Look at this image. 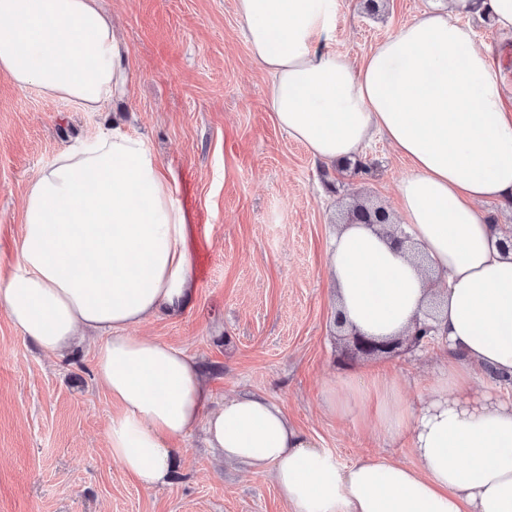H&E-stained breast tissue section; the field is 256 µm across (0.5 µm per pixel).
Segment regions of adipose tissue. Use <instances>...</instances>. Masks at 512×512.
<instances>
[{
  "label": "adipose tissue",
  "instance_id": "adipose-tissue-1",
  "mask_svg": "<svg viewBox=\"0 0 512 512\" xmlns=\"http://www.w3.org/2000/svg\"><path fill=\"white\" fill-rule=\"evenodd\" d=\"M339 0H236L251 58L266 72L278 125L313 159L357 161L384 138L408 163L401 229L426 257L370 224L337 226L327 250L336 307L372 336L402 333L443 284L436 322L448 352L434 401L416 413L384 371L345 372L335 413L410 435L418 463L362 458L342 468L262 394L213 403L192 356L133 334L176 315L195 292L175 173L121 128L60 152L29 182L16 262L0 277L14 326L57 354L94 335L95 379L113 415V458L145 488L168 485L176 444L196 426L225 461L270 475L291 512H512V403L459 409L481 375L512 380V254L485 206L512 204V113L492 48L459 13L512 39V0H448L377 43L361 63L336 51ZM129 48L101 0H0V71L81 112L128 90Z\"/></svg>",
  "mask_w": 512,
  "mask_h": 512
}]
</instances>
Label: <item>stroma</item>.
<instances>
[{
  "mask_svg": "<svg viewBox=\"0 0 512 512\" xmlns=\"http://www.w3.org/2000/svg\"><path fill=\"white\" fill-rule=\"evenodd\" d=\"M103 2L130 49L125 100L78 112L0 71V273L16 260L31 178L76 139L121 124L150 140L192 197L191 223L206 228L190 249L207 257V279L183 312L136 334L186 350L216 401L270 397L339 466L365 455L414 463L408 438L369 432L331 413L323 396L341 374L329 236L355 204L397 213L406 161L376 140L358 168L315 163L273 117L235 0ZM365 3L339 0L334 46L355 60L432 0H377L372 13ZM93 350L86 338L46 353L0 308V512H288L270 476L224 461L199 431L177 443L169 485H138L107 448L113 409ZM445 352L437 343L354 367L384 365L418 410Z\"/></svg>",
  "mask_w": 512,
  "mask_h": 512,
  "instance_id": "1",
  "label": "stroma"
}]
</instances>
